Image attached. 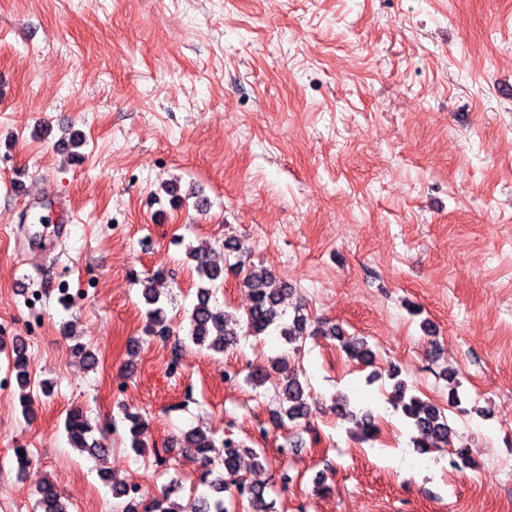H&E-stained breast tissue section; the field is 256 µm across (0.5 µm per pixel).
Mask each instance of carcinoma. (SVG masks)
Listing matches in <instances>:
<instances>
[{"label": "carcinoma", "instance_id": "cac0c4a2", "mask_svg": "<svg viewBox=\"0 0 512 512\" xmlns=\"http://www.w3.org/2000/svg\"><path fill=\"white\" fill-rule=\"evenodd\" d=\"M246 254L244 247L240 246L234 255L235 262L228 266L232 271L243 273L239 286L247 289L252 301L251 307L243 314H236L225 308L211 304L213 289L202 287L198 292V302L194 305L190 315V328L187 337L196 345L209 350L222 352L225 348L238 343L239 338L247 336H261L271 330L279 333L285 341L294 336H324L333 338L346 356L352 360L370 363L374 359L373 351L367 343L355 336H347L335 324L321 323L313 331H307L308 317L297 313L290 320L284 319V313L278 309L281 290L272 287V279L265 271H244L243 257ZM191 257L196 262L195 270L200 280L211 285L221 279L224 269L209 262L207 257L194 250ZM151 279L143 281V295L147 309V317L152 322V332H164L165 327L160 325L164 317V309L160 303V296L150 286ZM13 370L20 388L19 401L22 412L29 415L33 405V387L27 367L26 349L22 346L14 347L12 351ZM273 368L287 371V376L279 393L280 416L290 421L306 419L310 415V405L307 401L305 387L298 374L288 371V359L279 357L272 361ZM396 378L391 392L393 406L401 410L403 417L414 427L417 437L415 447L428 452L448 445L453 430L448 424L445 410L428 399H424L412 392L406 381L398 378V371L392 372ZM336 407L345 415L355 418V425L362 431V438L374 440L379 433L375 417L366 412L356 416L349 410L350 397L340 393L335 396ZM127 430L130 436L131 448L139 456L148 451L146 433L147 426L138 416L126 415ZM65 430L69 443L81 452L91 454H105L107 448L102 446L94 437L95 427L83 411L74 409L67 414ZM184 445L196 451L207 470L204 476L213 473L212 466L218 464L222 472L215 479L208 482L211 494H201L181 505L171 500L172 489L164 492L145 503L142 512H227L224 506L222 493L233 489L239 497L248 501L254 512H273L266 501L267 486L249 480L240 474L238 460L244 451V444L224 439L216 442L213 436L199 431L191 430L184 435ZM37 512H71L63 495L54 483L46 479L38 491L36 500Z\"/></svg>", "mask_w": 512, "mask_h": 512}]
</instances>
